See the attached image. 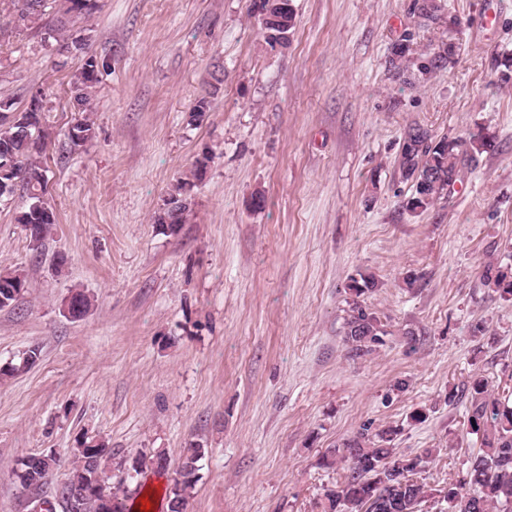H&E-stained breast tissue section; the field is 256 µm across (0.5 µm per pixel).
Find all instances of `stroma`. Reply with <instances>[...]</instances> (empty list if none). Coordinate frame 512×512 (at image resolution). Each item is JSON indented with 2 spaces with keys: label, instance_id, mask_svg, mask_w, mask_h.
I'll return each mask as SVG.
<instances>
[{
  "label": "stroma",
  "instance_id": "stroma-1",
  "mask_svg": "<svg viewBox=\"0 0 512 512\" xmlns=\"http://www.w3.org/2000/svg\"><path fill=\"white\" fill-rule=\"evenodd\" d=\"M436 2L425 22L414 0H291L274 46L253 0H97L81 27L110 66L95 136L74 150L82 60L0 0V101L20 110L47 89L58 216L35 250L25 190L0 202V271L27 280L0 309V366L39 352L0 379V512H29L18 461L91 440L110 448L112 482L120 461L161 449L174 469L204 448L187 512H320L347 467L324 455L365 426L427 454L422 512H445L441 492L480 447L449 389L512 381V301L483 285L489 269L512 277V0L495 23L480 0ZM399 43L411 53L396 67ZM416 125L491 146L451 199L412 212L400 159ZM205 151L192 213L168 232L158 209ZM363 275L376 286L358 298L386 334L354 358L344 323ZM77 291L93 306L74 319Z\"/></svg>",
  "mask_w": 512,
  "mask_h": 512
}]
</instances>
